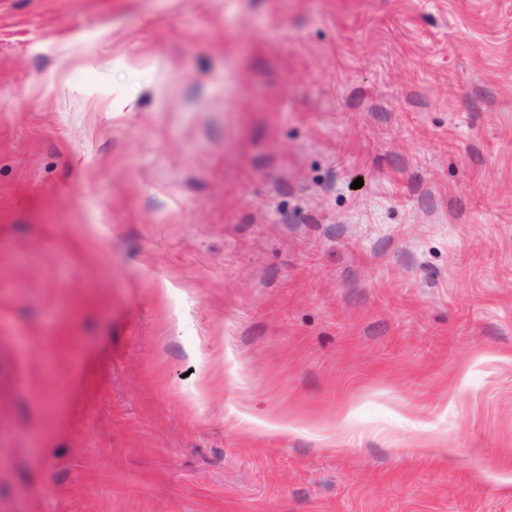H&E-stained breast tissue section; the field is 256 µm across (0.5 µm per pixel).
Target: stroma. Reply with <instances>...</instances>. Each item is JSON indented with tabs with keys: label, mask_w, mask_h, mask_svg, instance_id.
Here are the masks:
<instances>
[{
	"label": "stroma",
	"mask_w": 512,
	"mask_h": 512,
	"mask_svg": "<svg viewBox=\"0 0 512 512\" xmlns=\"http://www.w3.org/2000/svg\"><path fill=\"white\" fill-rule=\"evenodd\" d=\"M0 512H512V0H0Z\"/></svg>",
	"instance_id": "35a3bbf8"
}]
</instances>
